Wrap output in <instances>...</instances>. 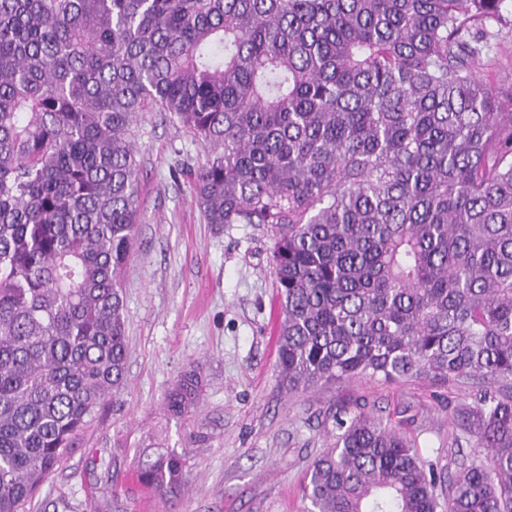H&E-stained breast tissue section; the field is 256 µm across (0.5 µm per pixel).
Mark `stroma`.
<instances>
[{"label": "stroma", "instance_id": "stroma-1", "mask_svg": "<svg viewBox=\"0 0 512 512\" xmlns=\"http://www.w3.org/2000/svg\"><path fill=\"white\" fill-rule=\"evenodd\" d=\"M497 29L482 60L506 96L511 12ZM137 145L141 217L124 274L123 381L30 512H310L301 487L342 406H364L414 439L437 469L455 449L471 453L459 419L476 388L368 376L305 394L282 388L269 231L205 223L184 175L205 153L183 129L147 114ZM193 362L202 365L200 400L185 417H168L164 395ZM158 448L187 459L186 483L169 499L134 481L139 460Z\"/></svg>", "mask_w": 512, "mask_h": 512}]
</instances>
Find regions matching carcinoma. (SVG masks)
<instances>
[{"label": "carcinoma", "mask_w": 512, "mask_h": 512, "mask_svg": "<svg viewBox=\"0 0 512 512\" xmlns=\"http://www.w3.org/2000/svg\"><path fill=\"white\" fill-rule=\"evenodd\" d=\"M506 0H0V512H27L122 383L138 123L206 153L208 224H263L288 392L480 385L448 512H512V111L477 67ZM190 365L164 409L188 414ZM312 512H438L441 476L361 409ZM175 451L140 484L184 486Z\"/></svg>", "instance_id": "carcinoma-1"}]
</instances>
